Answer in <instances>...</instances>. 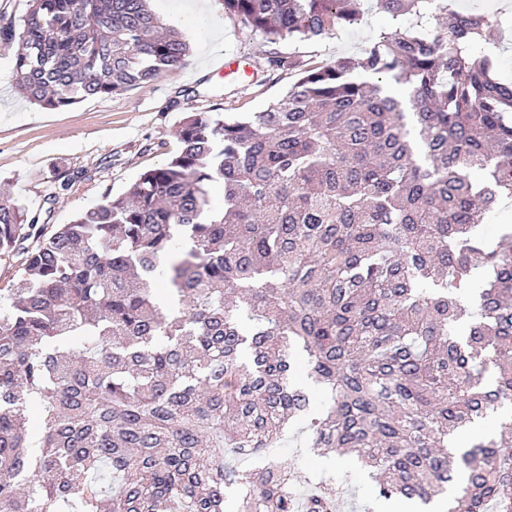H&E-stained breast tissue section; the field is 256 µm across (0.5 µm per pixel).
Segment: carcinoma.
Returning <instances> with one entry per match:
<instances>
[{"instance_id": "cac0c4a2", "label": "carcinoma", "mask_w": 512, "mask_h": 512, "mask_svg": "<svg viewBox=\"0 0 512 512\" xmlns=\"http://www.w3.org/2000/svg\"><path fill=\"white\" fill-rule=\"evenodd\" d=\"M32 2L14 71L42 108L189 57L147 0ZM360 2L224 11L272 42L325 39ZM373 2L436 23L314 69L273 57L299 71L281 99L186 113L172 158L25 251L27 287L0 306V512H334L331 481L301 507L269 455L293 422L371 469L380 499L428 506L462 471L448 512H512V231L477 234L512 198V82L478 52L484 15ZM36 223L1 197L0 257ZM488 419L495 433L448 450Z\"/></svg>"}]
</instances>
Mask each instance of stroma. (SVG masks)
<instances>
[{"instance_id":"obj_1","label":"stroma","mask_w":512,"mask_h":512,"mask_svg":"<svg viewBox=\"0 0 512 512\" xmlns=\"http://www.w3.org/2000/svg\"><path fill=\"white\" fill-rule=\"evenodd\" d=\"M453 2L456 9L485 16L488 28L480 50L494 61L497 78L512 82V19L503 16L504 0ZM149 6L168 25L205 8L219 37L206 43L190 38L188 63L152 84L66 108L33 105L18 91L13 67L19 42L0 37V193L38 215V235H50L105 195L126 192L141 173L164 164L179 148L176 130L184 113L217 110L235 118L264 111L297 78L296 72L272 67L271 57L289 56L305 67H321L359 57L384 33L416 22L411 15L392 20L365 0L361 23L335 37L272 43L225 13L223 0H150ZM225 53L246 55L255 78L233 84L210 73L212 60ZM66 177L71 183L65 188L61 182ZM274 454L300 478V491L309 489L304 476L324 475L345 490L340 512H378L367 471L338 467L333 457L310 448L298 430H290Z\"/></svg>"}]
</instances>
